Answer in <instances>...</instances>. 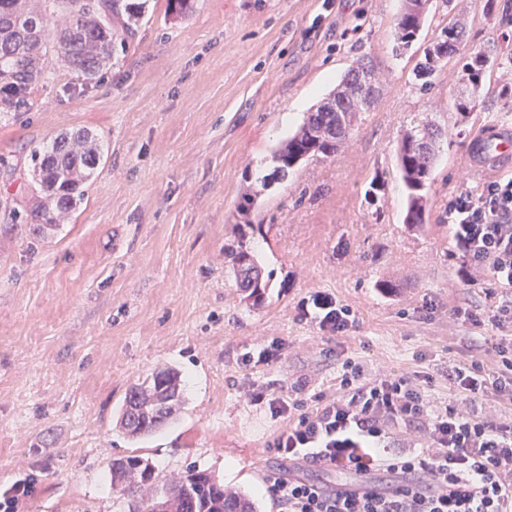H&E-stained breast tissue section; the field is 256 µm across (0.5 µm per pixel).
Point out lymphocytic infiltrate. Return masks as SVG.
<instances>
[{
    "label": "lymphocytic infiltrate",
    "mask_w": 512,
    "mask_h": 512,
    "mask_svg": "<svg viewBox=\"0 0 512 512\" xmlns=\"http://www.w3.org/2000/svg\"><path fill=\"white\" fill-rule=\"evenodd\" d=\"M448 222L470 268L488 270L496 285L512 287V176L454 197ZM298 310L332 335L354 324L351 309L323 292L303 298ZM490 350L494 371L474 362L450 373L462 397L454 404L435 403L403 374L365 378L348 359L340 364L341 395L315 410L303 398L252 393L253 403L288 419L272 442L279 457L352 482L339 491L297 476L273 478L268 490L280 512H512V421L472 407L490 386L512 397V336L497 337ZM395 427L419 433L426 448L409 456L390 453ZM371 470L389 474V483L372 489L358 483V475Z\"/></svg>",
    "instance_id": "lymphocytic-infiltrate-1"
}]
</instances>
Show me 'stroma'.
I'll return each instance as SVG.
<instances>
[{"instance_id": "obj_1", "label": "stroma", "mask_w": 512, "mask_h": 512, "mask_svg": "<svg viewBox=\"0 0 512 512\" xmlns=\"http://www.w3.org/2000/svg\"><path fill=\"white\" fill-rule=\"evenodd\" d=\"M429 0L419 38L395 54L403 0H197L173 16L148 0L110 68L83 82L50 61L28 105L0 119V495L33 492L24 512H125L108 465L128 455L176 475L196 465L241 488L259 512H278L259 471L279 474L270 444L287 422L253 390L293 394L298 379L336 394L338 357L373 375L415 379L437 401L459 395L456 367L481 361L495 338L489 275L466 282L448 202L512 174V154L472 157L485 127L512 129V67L493 65L474 111L457 114L462 85L448 61L420 91L413 71L442 27L463 22L468 43L512 51V0ZM374 64L381 94L358 113L329 158L277 170L273 152L334 92L358 61ZM452 125L437 144L426 221L405 224L396 149L415 116ZM85 129L104 146L83 199L31 234L22 215L43 207L33 150ZM244 239L269 277L246 302L224 262ZM321 291L351 308L331 337L299 318ZM483 321L452 318L454 309ZM286 344L270 365L240 355L270 338ZM183 380L181 414L132 440L116 421L127 389L164 367Z\"/></svg>"}]
</instances>
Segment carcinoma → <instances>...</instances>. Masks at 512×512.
Segmentation results:
<instances>
[{"instance_id": "obj_1", "label": "carcinoma", "mask_w": 512, "mask_h": 512, "mask_svg": "<svg viewBox=\"0 0 512 512\" xmlns=\"http://www.w3.org/2000/svg\"><path fill=\"white\" fill-rule=\"evenodd\" d=\"M146 0H95V13L86 17L84 0H0V112H17L28 101L31 86L41 80L50 49L69 58L76 76L93 80L112 62L116 45L126 47L145 14ZM62 15V23L51 33L34 26L43 13ZM426 10L409 8L404 2L395 23V52L409 49L417 40ZM454 59L461 65L465 86L456 95L455 111L476 107L494 56L486 48H472L465 29L452 24L441 29L436 42L424 50L415 69L421 89ZM354 69L344 75L335 96L308 115L298 133L275 153L282 173L314 157L328 158L347 140L356 114L374 103L378 90L364 97L355 94ZM441 128L426 117L415 118L404 130L397 148L398 169L408 190L405 223L425 220L427 190ZM101 147L85 129L54 138L34 151L32 160L40 183L56 208L66 212L83 197L81 184L97 168ZM224 259L231 264L235 282L254 304L262 302L268 281L264 279L249 248L238 240L224 246ZM183 399L178 373L158 370L133 384L120 411L119 428L134 438L156 432L180 412ZM112 486L131 497L128 512H257L245 493L224 488L215 476L195 466L172 479H162L151 463L139 455L114 459L109 467Z\"/></svg>"}]
</instances>
